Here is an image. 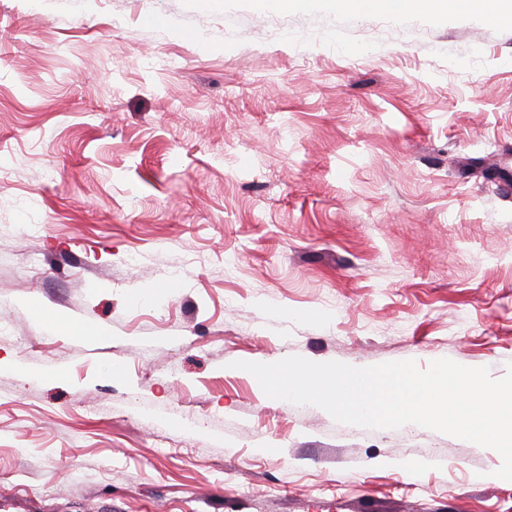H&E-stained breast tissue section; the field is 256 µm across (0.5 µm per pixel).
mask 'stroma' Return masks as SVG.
<instances>
[{
    "mask_svg": "<svg viewBox=\"0 0 512 512\" xmlns=\"http://www.w3.org/2000/svg\"><path fill=\"white\" fill-rule=\"evenodd\" d=\"M493 5L0 0V512H512L497 451L234 367L505 374ZM403 4V10L431 11V12H451L459 9L463 0H400Z\"/></svg>",
    "mask_w": 512,
    "mask_h": 512,
    "instance_id": "stroma-1",
    "label": "stroma"
}]
</instances>
